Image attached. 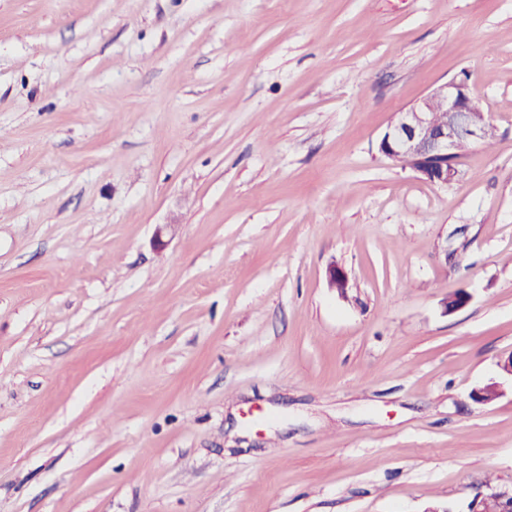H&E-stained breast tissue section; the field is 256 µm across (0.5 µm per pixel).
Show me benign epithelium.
<instances>
[{
  "instance_id": "7a95c632",
  "label": "benign epithelium",
  "mask_w": 512,
  "mask_h": 512,
  "mask_svg": "<svg viewBox=\"0 0 512 512\" xmlns=\"http://www.w3.org/2000/svg\"><path fill=\"white\" fill-rule=\"evenodd\" d=\"M434 112L444 113L447 119H434ZM489 129L495 126L486 113L473 107L468 78H456L395 113L378 142V150L425 181L448 185L459 176L461 142L479 143ZM502 393L501 385L495 382L475 390L472 398L488 403ZM470 512H512V495L494 490L480 493L471 503Z\"/></svg>"
}]
</instances>
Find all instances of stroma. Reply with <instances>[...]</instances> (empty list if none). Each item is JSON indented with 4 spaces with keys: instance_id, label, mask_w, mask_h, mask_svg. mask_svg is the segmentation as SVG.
<instances>
[{
    "instance_id": "1",
    "label": "stroma",
    "mask_w": 512,
    "mask_h": 512,
    "mask_svg": "<svg viewBox=\"0 0 512 512\" xmlns=\"http://www.w3.org/2000/svg\"><path fill=\"white\" fill-rule=\"evenodd\" d=\"M511 356L512 0H0V512H469ZM468 78H456L429 91L396 112L378 142L385 157L402 163L432 184L448 185L459 176V146L463 140L480 143L495 126L486 113L473 107ZM447 116L436 120L432 113Z\"/></svg>"
}]
</instances>
